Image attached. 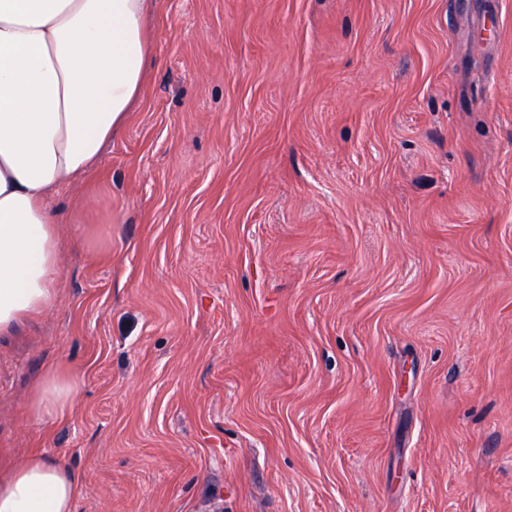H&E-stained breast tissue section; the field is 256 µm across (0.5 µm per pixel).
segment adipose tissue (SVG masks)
I'll list each match as a JSON object with an SVG mask.
<instances>
[{
  "instance_id": "1",
  "label": "adipose tissue",
  "mask_w": 512,
  "mask_h": 512,
  "mask_svg": "<svg viewBox=\"0 0 512 512\" xmlns=\"http://www.w3.org/2000/svg\"><path fill=\"white\" fill-rule=\"evenodd\" d=\"M153 0H0V335L50 309L59 221L51 196L100 159L141 93ZM80 390L47 369L29 406L64 419ZM77 474L42 454L0 472V512H74Z\"/></svg>"
}]
</instances>
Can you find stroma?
<instances>
[{
	"label": "stroma",
	"instance_id": "1",
	"mask_svg": "<svg viewBox=\"0 0 512 512\" xmlns=\"http://www.w3.org/2000/svg\"><path fill=\"white\" fill-rule=\"evenodd\" d=\"M0 339V469L76 512H512V0H155ZM82 387L39 419L48 368ZM77 474L43 454L1 473L0 512H75Z\"/></svg>",
	"mask_w": 512,
	"mask_h": 512
}]
</instances>
